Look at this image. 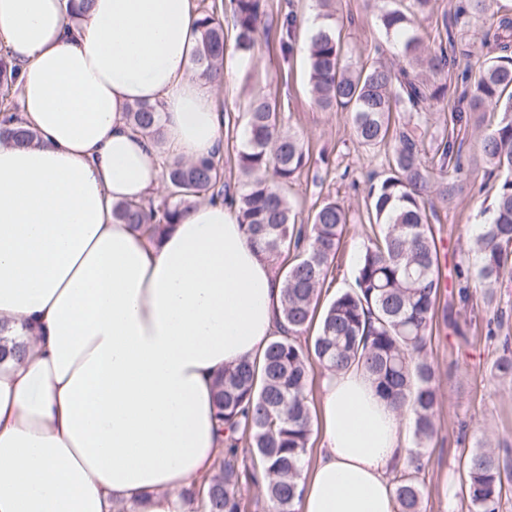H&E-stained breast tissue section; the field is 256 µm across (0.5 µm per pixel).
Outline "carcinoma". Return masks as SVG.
Listing matches in <instances>:
<instances>
[{"label": "carcinoma", "instance_id": "cac0c4a2", "mask_svg": "<svg viewBox=\"0 0 512 512\" xmlns=\"http://www.w3.org/2000/svg\"><path fill=\"white\" fill-rule=\"evenodd\" d=\"M435 0H376V20L386 36L409 29L414 18L433 9ZM237 51L252 54L266 27V0H228ZM489 0H464L453 23L487 11ZM199 41L194 66L202 75L223 81L226 37L217 6L198 10ZM477 76L464 69L456 83L462 112H498L496 125L481 139L486 173L498 185L490 217L474 225L468 252L471 264L456 269L458 300L469 305L470 283L485 290L486 305L494 289L512 280V18L503 15ZM413 73L377 61L351 68L343 61L340 40L329 29L310 39V94L315 106L349 114L353 134L368 149L390 151L389 172L368 190L367 214L372 236L360 253L354 287L336 294L318 311L322 290L341 248L348 216L338 201L324 200L297 222L288 188L306 167L303 142L284 129L281 105L266 95L255 97L246 113L236 164L242 178L234 194L224 182L215 157L195 161L165 160V194L121 202L113 218L153 241L169 234L196 203L224 198L237 206V219L249 241L258 246L283 279L281 332L266 349L227 366L216 379L214 419L225 447L214 475L199 489L183 492L198 503L196 512H242L241 480L260 488L261 512H297L313 427L307 398L312 382L310 359L327 371L356 367L373 380L378 394L412 415L414 447L408 465L394 476L397 512H421L419 474L424 449L437 433L440 402L434 366L425 349L436 324L444 288L440 250L429 219L436 204L453 202L462 187V145L451 135L436 142L425 158L415 134L425 103L445 96L448 76L460 56L447 48L426 51L413 35L403 44ZM19 72L0 54V140L31 142L36 134L18 126L14 102ZM131 128L154 140L162 136V113L136 103L127 109ZM315 329L311 340L300 337ZM493 373L512 378V348L504 344ZM464 473L461 494L469 512H499L502 493L512 484V466L499 451L481 443L459 461Z\"/></svg>", "mask_w": 512, "mask_h": 512}]
</instances>
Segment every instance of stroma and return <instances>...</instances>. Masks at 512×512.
Instances as JSON below:
<instances>
[{
	"mask_svg": "<svg viewBox=\"0 0 512 512\" xmlns=\"http://www.w3.org/2000/svg\"><path fill=\"white\" fill-rule=\"evenodd\" d=\"M335 7L330 24L342 42L345 63L356 67L377 60L395 69L406 66L405 38L384 35L375 20L373 0H336ZM268 13V29L260 35L253 57L241 56L231 46L224 54V82L218 88L224 101L220 165L225 181L232 189H239L235 151L244 115L256 94L277 99L285 129L298 136L310 154L308 164L288 191L299 221L307 222L312 210L328 198L339 201L348 213L344 242L322 292L327 301L354 285L356 259L371 233L367 191L370 184L386 176L388 153L359 145L347 113L324 112L312 102L307 24L311 18L323 15L318 0H268ZM289 14L295 19V33L294 51L288 55L282 49L285 33L281 22ZM504 14L512 15V0H494L487 15L456 28L459 46L470 52L464 60L470 70H478L483 61L482 43L493 35L498 18ZM456 97L451 89L444 98L428 102L420 128L425 151H433L436 139L449 128L463 144L464 168L459 176L463 190L454 204L438 207L432 220L446 282L439 300L443 309L457 293L455 268L467 258L472 227L478 219L487 218L494 197L481 151L482 135L493 117L488 112H467L460 123H452ZM472 293V312L457 317L461 335L437 324L426 349L437 372L441 399L436 414L438 433L426 451L420 474L423 512H467L458 495V459L478 440H490L512 464V381L498 379L491 370L504 341L512 342V282L498 289V308L494 311L484 307L480 287H473ZM496 315L501 324L491 337L487 324Z\"/></svg>",
	"mask_w": 512,
	"mask_h": 512,
	"instance_id": "stroma-1",
	"label": "stroma"
}]
</instances>
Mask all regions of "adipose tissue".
I'll use <instances>...</instances> for the list:
<instances>
[{"instance_id": "adipose-tissue-1", "label": "adipose tissue", "mask_w": 512, "mask_h": 512, "mask_svg": "<svg viewBox=\"0 0 512 512\" xmlns=\"http://www.w3.org/2000/svg\"><path fill=\"white\" fill-rule=\"evenodd\" d=\"M195 0H0L31 144L0 142V512H190L221 443L224 366L279 330L283 283L224 202L161 243L112 220L156 192L162 159L211 156L223 104L193 74ZM158 105L163 146L128 126ZM323 443L300 512H395L410 420L359 369L321 381Z\"/></svg>"}]
</instances>
